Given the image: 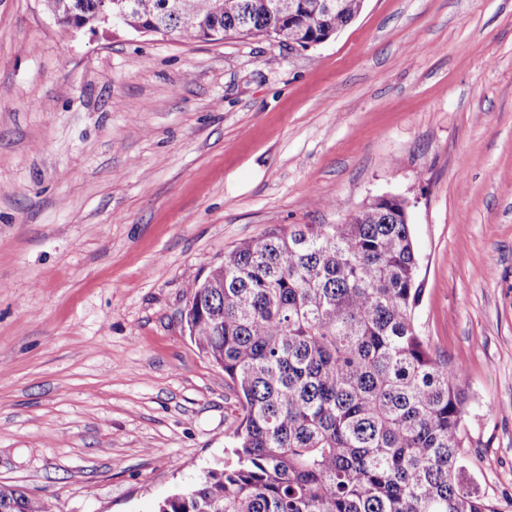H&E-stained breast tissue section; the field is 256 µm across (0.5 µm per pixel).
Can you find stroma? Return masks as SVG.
I'll return each mask as SVG.
<instances>
[{
  "mask_svg": "<svg viewBox=\"0 0 512 512\" xmlns=\"http://www.w3.org/2000/svg\"><path fill=\"white\" fill-rule=\"evenodd\" d=\"M405 199L417 330L512 512V0H365L307 48L69 30L0 0V485L155 512L239 424L192 286L270 227Z\"/></svg>",
  "mask_w": 512,
  "mask_h": 512,
  "instance_id": "obj_1",
  "label": "stroma"
}]
</instances>
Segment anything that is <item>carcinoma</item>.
Returning a JSON list of instances; mask_svg holds the SVG:
<instances>
[{
	"instance_id": "cac0c4a2",
	"label": "carcinoma",
	"mask_w": 512,
	"mask_h": 512,
	"mask_svg": "<svg viewBox=\"0 0 512 512\" xmlns=\"http://www.w3.org/2000/svg\"><path fill=\"white\" fill-rule=\"evenodd\" d=\"M98 23L99 0H41ZM131 26L160 20L183 42L227 34L303 46L354 20L363 0H127ZM422 288L402 203L374 200L344 224H290L224 253L193 289L185 320L233 385L235 461L156 512H497L467 477L470 395L432 358L414 322ZM0 512H46L0 485Z\"/></svg>"
}]
</instances>
